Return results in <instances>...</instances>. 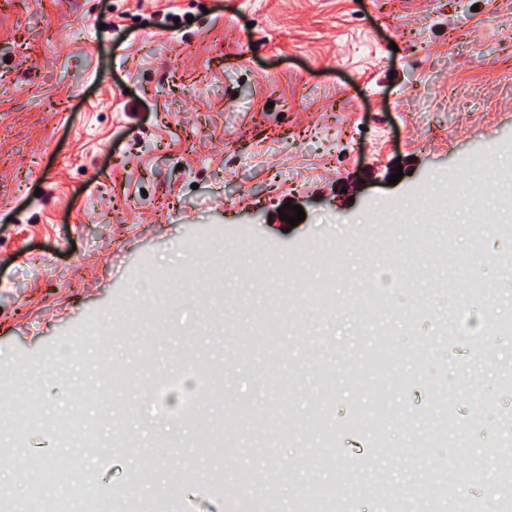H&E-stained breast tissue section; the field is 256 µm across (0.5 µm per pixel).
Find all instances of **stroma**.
Here are the masks:
<instances>
[{"instance_id":"1","label":"stroma","mask_w":512,"mask_h":512,"mask_svg":"<svg viewBox=\"0 0 512 512\" xmlns=\"http://www.w3.org/2000/svg\"><path fill=\"white\" fill-rule=\"evenodd\" d=\"M472 181L480 203L447 223L408 209ZM287 203L304 221L280 220ZM422 237L478 262L364 310L384 263L366 241L406 255ZM330 255L336 286L313 293ZM511 258L512 0H0V382L41 398L37 425L0 439L15 499L63 496L77 463L113 512L175 492L188 512H237L264 496L243 475L276 467L292 474L275 512L341 485L338 512H422L439 482L512 512L496 456L512 447ZM189 266L223 284L215 314L188 301L122 323L139 282ZM201 372L194 415L142 392ZM92 385L111 402L74 408ZM441 394L443 440L428 436ZM76 410L112 452L59 442ZM472 456L482 477L449 480Z\"/></svg>"}]
</instances>
